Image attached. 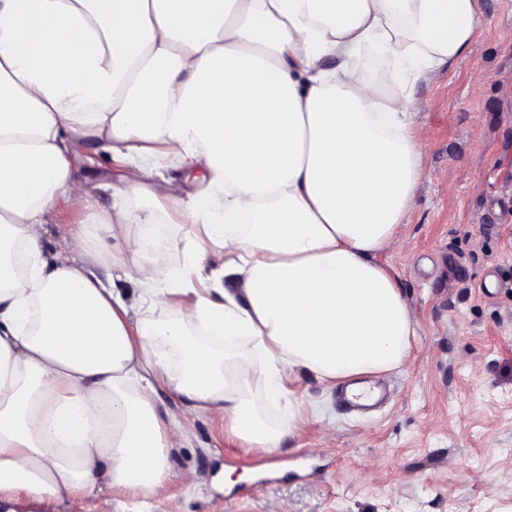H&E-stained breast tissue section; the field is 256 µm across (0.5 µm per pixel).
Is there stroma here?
<instances>
[{
	"label": "stroma",
	"instance_id": "1",
	"mask_svg": "<svg viewBox=\"0 0 512 512\" xmlns=\"http://www.w3.org/2000/svg\"><path fill=\"white\" fill-rule=\"evenodd\" d=\"M479 4L468 50L424 70L410 99L423 176L380 260L417 334L384 378L389 402L351 416L335 384L295 369L286 386L300 421L272 455L242 448L223 416L194 414L161 385L156 412L184 431L162 494L105 487L17 512H512V0ZM73 169L111 209L124 164L87 137ZM84 220L76 204L50 206L46 251L72 244Z\"/></svg>",
	"mask_w": 512,
	"mask_h": 512
}]
</instances>
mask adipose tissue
<instances>
[{
  "label": "adipose tissue",
  "instance_id": "adipose-tissue-1",
  "mask_svg": "<svg viewBox=\"0 0 512 512\" xmlns=\"http://www.w3.org/2000/svg\"><path fill=\"white\" fill-rule=\"evenodd\" d=\"M482 20L478 0H0V505L102 480L157 494L183 434L156 385L272 453L297 418L267 421L254 389L281 404L296 368L340 382L405 362L415 322L378 257L422 177L410 84ZM369 54L394 64L376 87ZM87 136L132 169L109 214L71 167ZM165 157L205 168L194 192L169 193ZM57 200L87 223L49 256ZM165 210L191 224L162 267ZM157 306L172 315L143 318ZM90 269L105 283L112 285L117 291H120L126 299L132 301L138 297L136 285L125 276L123 271L112 269L109 263H93Z\"/></svg>",
  "mask_w": 512,
  "mask_h": 512
}]
</instances>
